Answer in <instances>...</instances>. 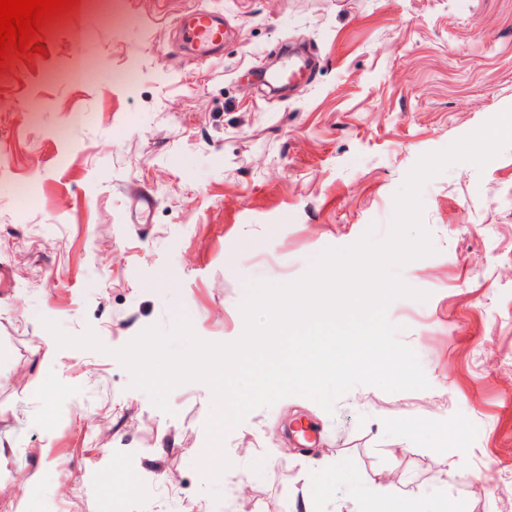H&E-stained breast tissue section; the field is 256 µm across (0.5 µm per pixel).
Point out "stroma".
I'll return each mask as SVG.
<instances>
[{
	"label": "stroma",
	"instance_id": "obj_1",
	"mask_svg": "<svg viewBox=\"0 0 512 512\" xmlns=\"http://www.w3.org/2000/svg\"><path fill=\"white\" fill-rule=\"evenodd\" d=\"M190 7L223 19L219 58L185 49ZM36 41L0 64V512H359L388 481L419 512H512V147L422 190L436 252L401 277L430 297L388 316L428 389L251 411L224 439L221 502L193 467L207 385L164 413L41 324L119 348L183 313L236 340L249 281L384 237L418 158L512 107V0H78ZM294 47L317 64L272 93L264 69Z\"/></svg>",
	"mask_w": 512,
	"mask_h": 512
}]
</instances>
